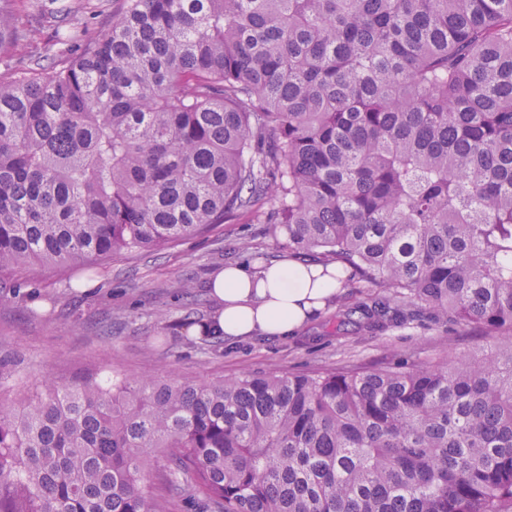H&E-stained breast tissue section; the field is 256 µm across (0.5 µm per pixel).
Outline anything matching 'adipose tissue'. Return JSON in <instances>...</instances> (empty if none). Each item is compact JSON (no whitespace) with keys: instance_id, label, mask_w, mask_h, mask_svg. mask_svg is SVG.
Segmentation results:
<instances>
[{"instance_id":"ef3b65f1","label":"adipose tissue","mask_w":512,"mask_h":512,"mask_svg":"<svg viewBox=\"0 0 512 512\" xmlns=\"http://www.w3.org/2000/svg\"><path fill=\"white\" fill-rule=\"evenodd\" d=\"M335 272V266L286 255L254 272L242 265L225 266L209 281L218 304L210 327L230 338L295 333L335 299L340 290Z\"/></svg>"}]
</instances>
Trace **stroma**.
I'll return each mask as SVG.
<instances>
[{
    "instance_id": "stroma-1",
    "label": "stroma",
    "mask_w": 512,
    "mask_h": 512,
    "mask_svg": "<svg viewBox=\"0 0 512 512\" xmlns=\"http://www.w3.org/2000/svg\"><path fill=\"white\" fill-rule=\"evenodd\" d=\"M38 2L31 11L38 34L25 52L51 60L68 59L77 34L108 32L122 7V0H69L67 14L57 0ZM287 251L279 225L256 224L246 215L160 250L114 255L67 280L37 263L0 271V359L12 360L17 369L15 377L0 382V398L33 395L45 375L62 385L86 377L133 380L145 373L193 380L288 376L376 365L399 354L436 362L495 343L473 327L428 318L403 328L367 329L347 310L368 291L350 287L291 336L228 340L216 353L185 333V325L215 316L218 305L207 285L216 271Z\"/></svg>"
}]
</instances>
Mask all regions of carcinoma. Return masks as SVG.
Returning <instances> with one entry per match:
<instances>
[{
  "mask_svg": "<svg viewBox=\"0 0 512 512\" xmlns=\"http://www.w3.org/2000/svg\"><path fill=\"white\" fill-rule=\"evenodd\" d=\"M0 0V55L27 40ZM0 77V270L249 215L422 314L507 340L435 364L0 401V512H512V0H124Z\"/></svg>",
  "mask_w": 512,
  "mask_h": 512,
  "instance_id": "cac0c4a2",
  "label": "carcinoma"
}]
</instances>
